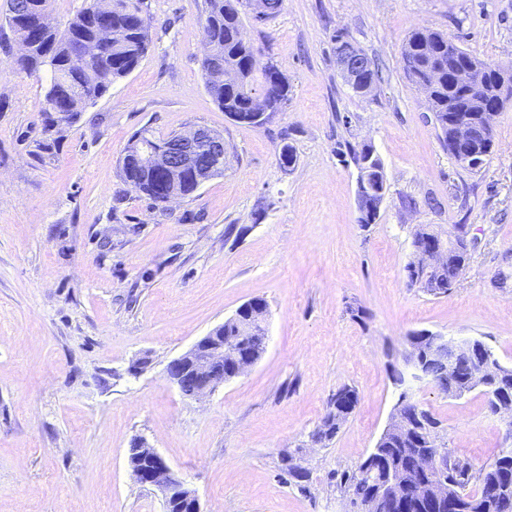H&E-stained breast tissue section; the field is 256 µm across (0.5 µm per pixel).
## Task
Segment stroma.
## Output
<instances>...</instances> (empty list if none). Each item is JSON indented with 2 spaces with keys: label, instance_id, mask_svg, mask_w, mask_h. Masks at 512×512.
I'll return each mask as SVG.
<instances>
[{
  "label": "stroma",
  "instance_id": "stroma-1",
  "mask_svg": "<svg viewBox=\"0 0 512 512\" xmlns=\"http://www.w3.org/2000/svg\"><path fill=\"white\" fill-rule=\"evenodd\" d=\"M205 9L144 0L149 52L56 137L40 110L50 73L16 71L0 0V512H165L131 473L138 437L203 512H351L336 480L375 447L403 391L441 421L456 457L481 466L512 449L480 391L443 394L404 361L425 329L482 340L512 367V102L493 118V154L469 169L442 147L401 58L410 33L429 28L512 70V0H286L265 21L241 9L258 64L288 81L287 103L260 126L231 119L206 90ZM340 34L383 69L370 95L336 65ZM196 126L223 137V175L169 207L121 181L136 132ZM346 140L372 144L386 173L365 227ZM418 224L450 235L463 224L478 241L448 294L408 285ZM255 298L268 305L261 359L184 397L169 361ZM345 385L355 410L312 445Z\"/></svg>",
  "mask_w": 512,
  "mask_h": 512
}]
</instances>
